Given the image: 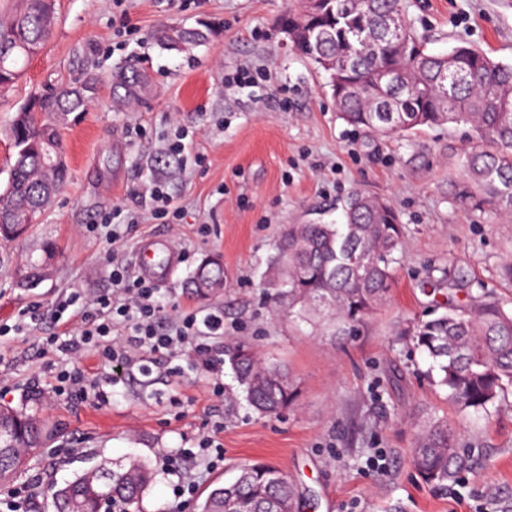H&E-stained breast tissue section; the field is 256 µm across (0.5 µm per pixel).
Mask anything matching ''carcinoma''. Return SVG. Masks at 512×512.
Wrapping results in <instances>:
<instances>
[{
    "label": "carcinoma",
    "instance_id": "1",
    "mask_svg": "<svg viewBox=\"0 0 512 512\" xmlns=\"http://www.w3.org/2000/svg\"><path fill=\"white\" fill-rule=\"evenodd\" d=\"M0 20V90L19 76V66L38 53L51 36L53 0H14ZM297 37L293 47L319 68L346 56L347 87L328 84L336 108L348 124L378 136L403 135L418 127L468 124L476 142L464 154L465 198L478 208L512 213V64L486 51L460 44L446 53L427 50L405 15L401 0H324L307 16L291 9L282 21ZM141 75L131 70L116 87L137 93ZM96 81L84 78L51 93L33 96L10 127L16 157L6 189L0 193V237H19L18 225L33 220L62 189L68 168L48 177L45 150L65 155L60 129L69 116L84 112L95 99ZM353 192L341 224H290L278 236L269 266L288 249V311L308 321L332 313L334 336H350L389 294L393 271L402 259L403 225L392 205ZM190 285L206 296L224 287V264L211 258L198 266ZM413 347L430 360L428 376L448 392L462 412L488 411L512 389V308L490 295L473 308L450 309L420 321ZM224 365L235 384L224 387L230 420L238 399L263 417L297 408L298 385L282 366L258 356L246 342L224 347ZM0 421L14 439L0 450V486L11 484L48 440L42 420L0 405ZM413 464L428 484L443 486L469 467L444 420L434 422L413 448ZM154 478L141 457L93 466L63 484L44 490L52 512H133ZM198 512H297L295 485L277 467L252 463L236 479L214 487Z\"/></svg>",
    "mask_w": 512,
    "mask_h": 512
}]
</instances>
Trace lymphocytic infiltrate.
Segmentation results:
<instances>
[{
	"mask_svg": "<svg viewBox=\"0 0 512 512\" xmlns=\"http://www.w3.org/2000/svg\"><path fill=\"white\" fill-rule=\"evenodd\" d=\"M113 290L96 297H87L77 290L62 295L54 315L63 318L71 312L80 318L76 336L60 339L47 336L45 350L80 354L90 350L110 368L108 382L120 380L143 354L154 358L181 355L192 365L215 371L216 360L206 342L207 337L224 333L223 317H198L190 309L177 308L171 326H162V308L156 300L158 287L152 280L133 275L125 259L109 257ZM122 334H115V327Z\"/></svg>",
	"mask_w": 512,
	"mask_h": 512,
	"instance_id": "lymphocytic-infiltrate-1",
	"label": "lymphocytic infiltrate"
}]
</instances>
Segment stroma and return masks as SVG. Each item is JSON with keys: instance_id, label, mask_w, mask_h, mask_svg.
Instances as JSON below:
<instances>
[{"instance_id": "35a3bbf8", "label": "stroma", "mask_w": 512, "mask_h": 512, "mask_svg": "<svg viewBox=\"0 0 512 512\" xmlns=\"http://www.w3.org/2000/svg\"><path fill=\"white\" fill-rule=\"evenodd\" d=\"M296 0H56L50 40L30 58L14 85L0 92V191L16 150L11 117L34 93L78 76L98 80L81 117L61 131L71 177L26 235L0 241V324L37 308L30 331L0 337V405L39 412L52 435L0 499L25 486L63 482L92 465L132 456L148 459L155 482L141 512H196L240 466L266 461L296 486L299 512H512V393L490 414L459 412L429 382L428 359L407 336L436 308H465L491 291L512 300L501 274L512 261V214L475 208L458 195L462 157L474 143L467 125L406 136L375 137L337 111L328 75L296 51L280 18ZM430 50L460 43L512 63V0H402ZM196 29L206 39L170 48L158 33ZM137 69L147 78L139 98L114 90L116 77ZM242 69L256 90L229 85ZM192 143L183 155L167 144L178 129ZM162 180L182 210L178 225L152 219L148 185ZM386 199L403 224L404 258L391 292L353 336L297 320L263 286L267 261L285 224H339L353 191ZM119 211L135 214L117 242L89 225ZM165 240L178 258L158 283L163 304L179 303L224 317L226 341H250L265 358L286 365L301 392L296 410L261 418L239 405L224 423V465L206 460L175 475L166 456L223 421V400L209 392L212 375L184 367L169 374L146 360L112 388L109 404L66 401L51 388L69 358L47 354L41 339L74 334L54 319L66 291L95 296L112 290L107 257L118 252L136 267L141 245ZM57 255L38 288L12 284L15 268ZM224 261V288L200 298L186 282L210 255ZM453 278H443V271ZM179 407H172L171 399ZM447 421L471 466L440 488L425 483L412 461L419 431ZM194 484L175 498L178 481Z\"/></svg>"}]
</instances>
